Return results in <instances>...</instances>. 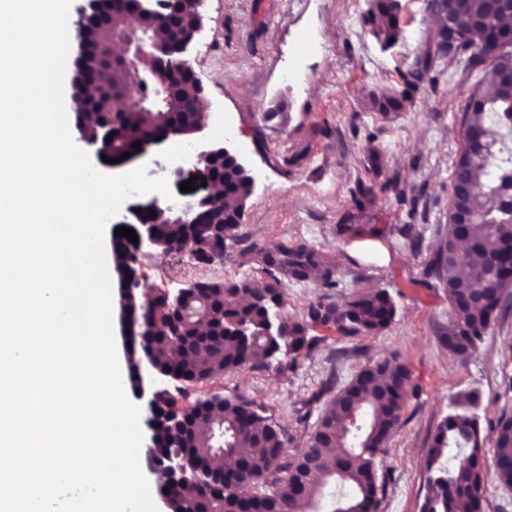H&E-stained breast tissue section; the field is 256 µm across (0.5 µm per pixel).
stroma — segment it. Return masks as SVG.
<instances>
[{
    "instance_id": "obj_1",
    "label": "stroma",
    "mask_w": 512,
    "mask_h": 512,
    "mask_svg": "<svg viewBox=\"0 0 512 512\" xmlns=\"http://www.w3.org/2000/svg\"><path fill=\"white\" fill-rule=\"evenodd\" d=\"M402 37L381 49L365 23L368 0H207L205 29L191 51L204 88L205 119L193 145L238 148L254 178L234 241L224 256L198 264L185 253L145 247L135 264L142 291L175 294L205 280L271 281L261 250L302 244L331 266L285 278L289 316L307 322L312 305H342L384 289L396 305L388 328L347 336L309 324L314 340L296 367L246 366L207 383L169 381L179 408L214 393L253 402L284 435L286 457L307 446L322 409L362 368L389 360L409 375L404 409L377 456L378 512H421L426 460L439 423L456 399L471 397L483 438L485 512H512V488L493 476V436L512 417V314L494 321L467 360L441 341L452 310L441 283L422 287L448 225L453 163L462 141L461 110L486 70L435 60L400 112H373L371 95L403 88L402 75L423 62L437 29L429 0H401ZM237 140L216 133L217 120ZM423 233L412 248L407 225Z\"/></svg>"
}]
</instances>
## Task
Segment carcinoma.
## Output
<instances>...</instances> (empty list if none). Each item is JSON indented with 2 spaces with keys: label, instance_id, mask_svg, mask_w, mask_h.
I'll return each instance as SVG.
<instances>
[{
  "label": "carcinoma",
  "instance_id": "carcinoma-1",
  "mask_svg": "<svg viewBox=\"0 0 512 512\" xmlns=\"http://www.w3.org/2000/svg\"><path fill=\"white\" fill-rule=\"evenodd\" d=\"M434 9L455 27H442L428 38L424 64L446 59L465 61V68L488 64L496 90L484 95L474 89L462 112L463 146L453 163L448 218L461 210L479 213L478 222L466 229L474 258L458 255L457 231L448 224L442 244L431 262V271L445 284L452 318L442 336L453 355L464 360L477 350L491 323L512 308L487 291L485 302L472 305L468 298L478 288L496 282L512 288V10L500 0H434ZM137 0H103L99 12L79 21L80 55L76 66V94L81 95L100 62L111 33L122 27L124 13L136 9ZM401 0H369L366 23L381 49L398 43ZM163 41L152 65L143 72L138 93L151 99L144 107L130 104L122 94L123 71H112L106 93L112 95V111L100 112L95 123L78 126L119 149L105 152L110 159L133 150V144L155 136L170 125L187 134L200 118L195 109L197 88L191 75L174 65V45L184 28L174 29L172 16L148 19ZM427 68L403 75L405 89L372 97L379 112H398L411 100L410 91L423 82ZM167 83L168 94L154 100L158 79ZM224 180V199L201 215L197 224H162L160 233L168 250L187 251L202 263L196 249L203 240L225 242L231 234H219L220 226L233 230L240 224L252 179L216 163ZM270 274L294 279L307 277L318 266L316 254L304 245L280 243L262 253ZM459 269L458 275L451 271ZM281 280L257 288L247 280L204 281L189 290L186 308L199 311L211 330L203 335L193 316L163 313L155 318L141 313L138 331L128 346L139 344L162 374L203 383L249 364L263 363L282 355L296 362L303 349L311 348L307 325L285 312ZM396 314L390 294L373 290L350 298L342 306L323 302L313 305L309 317L315 323L333 322L346 335H371L389 326ZM408 373L388 363L367 367L342 387L322 411L308 440V451L288 462L273 465L272 458L285 455L283 434L267 423L251 404L214 394L201 402L203 412L192 416L179 434L157 424L174 403L169 393L159 395L148 422L156 444L155 463L173 448L184 454L193 481L167 486L169 512H300L319 494L322 479L333 477L348 485L352 494L338 501L333 512H377V453L399 424L407 391ZM495 476L512 487V419L500 422L493 438ZM480 427L467 411L450 414L436 429L427 458L428 492L421 512H482L483 472L477 466ZM232 461L227 471L214 469V460ZM261 478L257 493L243 500L235 493L242 482Z\"/></svg>",
  "mask_w": 512,
  "mask_h": 512
}]
</instances>
